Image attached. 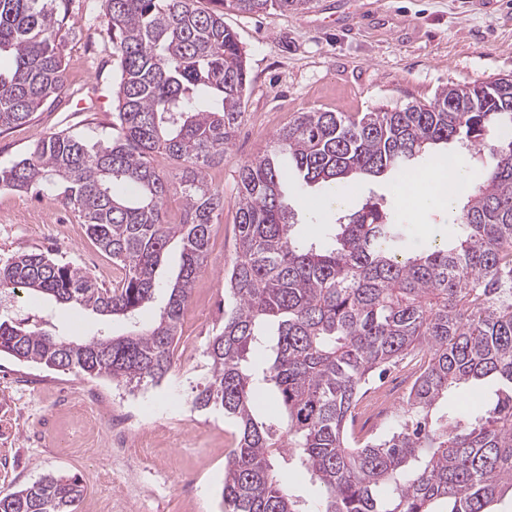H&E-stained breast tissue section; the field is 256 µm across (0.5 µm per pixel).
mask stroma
<instances>
[{
	"label": "stroma",
	"instance_id": "35a3bbf8",
	"mask_svg": "<svg viewBox=\"0 0 512 512\" xmlns=\"http://www.w3.org/2000/svg\"><path fill=\"white\" fill-rule=\"evenodd\" d=\"M59 49L67 65L64 89L31 123L0 132V168L29 156L39 137L66 132L94 143L112 136L120 78L106 35L103 0H68ZM225 25L245 52V117L223 164L207 179L224 191V213L212 226L211 265L196 280L182 337L196 347L192 362H176L162 384L131 390L110 379L56 371L0 358V491L31 484L50 472L78 475L85 491L77 512H222L224 460L232 426L223 413L197 410L194 391L206 373L205 349L224 321V281L234 249L235 202L242 165L271 150L273 137L297 113L370 112L432 102L446 87L512 77V0H314L288 13L228 10ZM399 178L357 179L340 207L324 203L317 186H287L298 232L326 242L325 227L373 202L406 229L408 247L446 238L448 218L419 211ZM68 226L48 235L40 215ZM44 253L111 286L118 271L86 227L50 199L0 188V261ZM9 311L43 315L66 336L103 329L125 334L116 320L100 324L87 312L25 297ZM128 418L133 444L148 446L151 463L130 473L124 449L98 434L102 410Z\"/></svg>",
	"mask_w": 512,
	"mask_h": 512
}]
</instances>
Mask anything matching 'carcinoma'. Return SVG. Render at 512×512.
<instances>
[{
    "instance_id": "1",
    "label": "carcinoma",
    "mask_w": 512,
    "mask_h": 512,
    "mask_svg": "<svg viewBox=\"0 0 512 512\" xmlns=\"http://www.w3.org/2000/svg\"><path fill=\"white\" fill-rule=\"evenodd\" d=\"M104 0L121 79L115 136L37 140L0 169V184L48 195L86 226L120 274L112 287L31 252L0 262V295L19 291L125 319L126 336H61L0 319V356L137 387L165 378L224 191L206 179L224 162L244 112L247 70L224 10L286 13L313 0ZM65 0H0V130L33 120L62 89ZM512 78L442 89L429 104L376 112H300L273 153L241 166L230 299L206 347L192 406L224 413L236 441L224 461V512H497L512 499ZM488 150L484 181L461 196L448 238L418 251L374 204L305 245L282 185L294 175L326 193L357 175H395L440 143ZM170 163L166 173L157 159ZM180 216L167 210L174 196ZM181 264L156 320V270L171 241ZM425 351L428 360L382 433L357 438L359 397L375 375ZM495 383L478 411L454 400ZM319 485L314 508L294 495L289 465ZM80 477L48 473L0 492V512H76Z\"/></svg>"
}]
</instances>
